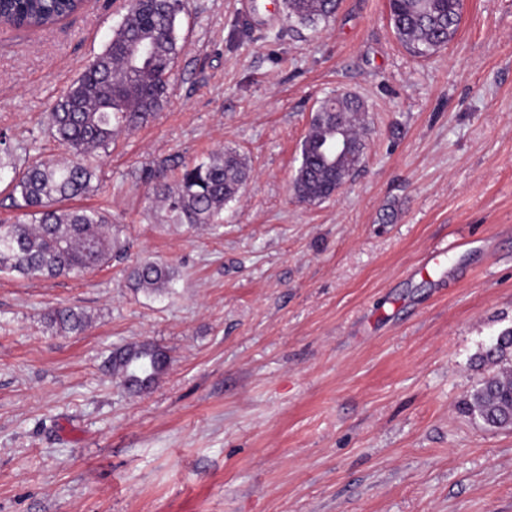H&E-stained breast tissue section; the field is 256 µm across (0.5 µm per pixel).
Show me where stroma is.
<instances>
[{
  "label": "stroma",
  "mask_w": 512,
  "mask_h": 512,
  "mask_svg": "<svg viewBox=\"0 0 512 512\" xmlns=\"http://www.w3.org/2000/svg\"><path fill=\"white\" fill-rule=\"evenodd\" d=\"M86 0L0 27V132L63 157L48 114L123 18ZM167 102L99 152L86 205L126 259L77 277L0 274V512H512V428L461 410L475 354L512 328V0H461L427 60L387 0L317 28L282 0H188ZM368 109L365 160L328 199L291 185L319 102ZM252 177L221 224H167L146 169L224 149ZM435 248L444 254L427 263ZM157 260L163 294L125 269ZM91 317L78 335L49 307ZM170 364L142 392L102 369L135 343ZM44 319L49 329L63 334H79L89 324L88 316L84 312L76 311L71 307L51 309Z\"/></svg>",
  "instance_id": "stroma-1"
}]
</instances>
